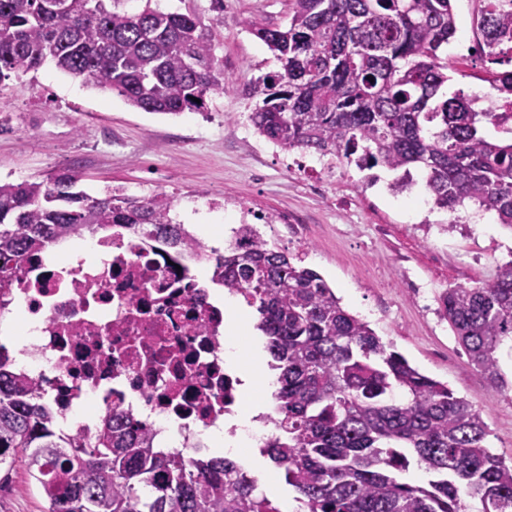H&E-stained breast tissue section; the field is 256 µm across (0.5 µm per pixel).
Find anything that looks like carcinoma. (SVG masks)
I'll return each instance as SVG.
<instances>
[{"instance_id":"carcinoma-1","label":"carcinoma","mask_w":512,"mask_h":512,"mask_svg":"<svg viewBox=\"0 0 512 512\" xmlns=\"http://www.w3.org/2000/svg\"><path fill=\"white\" fill-rule=\"evenodd\" d=\"M477 28L493 53L512 35V11L480 0ZM112 0H0V82L55 68L115 92L150 113L203 112L235 93L208 25L195 14ZM252 33L280 63L254 84L249 120L283 150L314 151L361 169H423L434 205L470 201L512 227V139H489L495 113L448 84L444 46L457 32L452 0H291L284 26ZM67 171L0 182V279L56 241L88 231L130 230L191 253L201 241L171 216L165 193L109 188L94 197ZM233 246L205 254L211 280L248 291L270 367L274 434L262 448L297 493L301 512H512V464L484 446L481 410L412 366L369 323L350 313L304 262L269 245L254 224ZM448 321L493 390L507 386L501 345L512 341V261L493 280L456 285L440 298ZM22 453L48 502L45 512H281L230 458L187 463L155 454L144 427L114 416L91 437L58 432L26 379L0 371V486ZM427 480L405 481L411 464ZM167 483H152L154 470Z\"/></svg>"}]
</instances>
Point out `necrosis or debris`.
I'll return each instance as SVG.
<instances>
[{"label":"necrosis or debris","instance_id":"1","mask_svg":"<svg viewBox=\"0 0 512 512\" xmlns=\"http://www.w3.org/2000/svg\"><path fill=\"white\" fill-rule=\"evenodd\" d=\"M106 250L58 263L53 249L0 287V363L32 381L66 423L94 434L118 412L138 420L152 446L184 460L210 456L209 430L234 415L242 381L224 361L228 316L163 240L127 231L90 235Z\"/></svg>","mask_w":512,"mask_h":512}]
</instances>
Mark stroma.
Returning a JSON list of instances; mask_svg holds the SVG:
<instances>
[{
	"label": "stroma",
	"instance_id": "1",
	"mask_svg": "<svg viewBox=\"0 0 512 512\" xmlns=\"http://www.w3.org/2000/svg\"><path fill=\"white\" fill-rule=\"evenodd\" d=\"M147 4L210 23L238 92L211 96L203 114L149 113L45 64L0 82V179L41 180L71 170L94 196L109 185L135 195L163 192L176 201L174 220L202 238L208 229L238 226L244 211L264 213L263 237L290 253L306 252L307 266L347 309L421 372L480 408L487 446L511 462L512 348L499 353L508 385L493 392L468 365L439 298L449 287L490 281L512 261V227L469 202L453 213L434 209L421 172L413 174L412 191L396 194L389 189L395 171L327 169L318 154L282 150L256 133L245 89L279 64L249 23L283 22L288 0H224L220 12L211 0H118L117 7L136 13ZM453 5L458 29L448 48V88L488 93L502 68L467 51L480 37L478 0ZM238 462L256 478L258 493L295 512L296 493L283 470L256 452ZM45 507L40 488L17 463L11 483L0 489V512Z\"/></svg>",
	"mask_w": 512,
	"mask_h": 512
}]
</instances>
